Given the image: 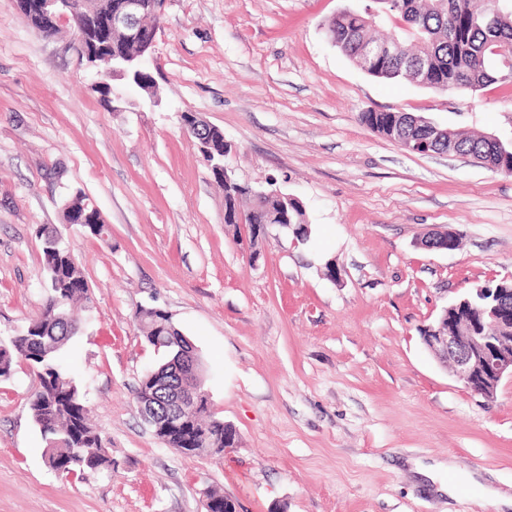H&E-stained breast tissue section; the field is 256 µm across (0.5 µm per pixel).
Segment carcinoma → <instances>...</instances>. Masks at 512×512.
Returning <instances> with one entry per match:
<instances>
[{"label":"carcinoma","mask_w":512,"mask_h":512,"mask_svg":"<svg viewBox=\"0 0 512 512\" xmlns=\"http://www.w3.org/2000/svg\"><path fill=\"white\" fill-rule=\"evenodd\" d=\"M375 9L379 16L373 22L364 10L346 8L326 24L334 46L356 63L360 62L359 45L378 43L370 34L372 28L383 23L391 26L386 42L398 44L399 58L368 71L370 76L408 80L414 61L423 58L430 65L427 89L446 93L460 77L471 92L492 84H509L503 79L506 72L499 49L506 42L512 43V0H377ZM359 122L394 141L401 130L423 142L429 139V125L406 112L367 109L359 113ZM450 140L457 149L480 155L492 172L512 175V145L489 141L481 134L450 131L443 139L428 144L427 150L446 152ZM86 203L88 198L80 192L66 198L64 221L82 213ZM305 223L304 207L297 204L284 209L283 199L275 191L256 199L246 185L224 186V224L235 233L242 224L251 228L256 224ZM42 252L48 295L37 320L47 329V335L37 343L28 336L26 327L8 340H0V378H9L20 360L42 373L43 379L30 394L28 405L33 424L50 448L47 463L56 457L66 458L73 462L76 477L104 474L112 470V458L91 423L85 395L57 362L63 347L77 334L71 327L79 322L74 304L91 301V293L72 252L61 239H46ZM138 318L145 341L163 355V362L140 379L146 391L156 379L170 375L183 356L196 352V347L168 314L140 312ZM188 418L199 432L209 435V441L195 453L224 452V421L210 413L197 416L190 412Z\"/></svg>","instance_id":"carcinoma-1"}]
</instances>
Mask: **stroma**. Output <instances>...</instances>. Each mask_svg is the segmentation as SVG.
<instances>
[{"instance_id": "obj_1", "label": "stroma", "mask_w": 512, "mask_h": 512, "mask_svg": "<svg viewBox=\"0 0 512 512\" xmlns=\"http://www.w3.org/2000/svg\"><path fill=\"white\" fill-rule=\"evenodd\" d=\"M368 2L164 0L153 102L124 79L102 98L70 25L44 37L0 0V336L41 313L36 230L57 227L92 293L59 360L112 458L106 476L52 470L27 407L38 379L18 364L0 381V512H205L212 490L238 512H496L468 483L438 492L418 461L512 494V380L476 395L420 337L454 299L512 280V177L407 153L358 121L409 112L510 144L512 91L371 77L325 32ZM184 112L223 130L237 181L302 201L307 240L268 226L249 260ZM77 191L104 237L64 223ZM432 230L457 232L459 248H420ZM144 307L196 344L237 447L184 455L144 423L135 387L162 359L140 332Z\"/></svg>"}]
</instances>
